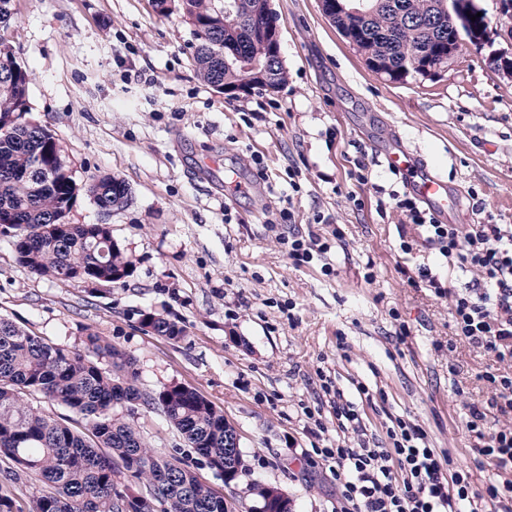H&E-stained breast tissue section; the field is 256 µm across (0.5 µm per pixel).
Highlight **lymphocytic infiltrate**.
Wrapping results in <instances>:
<instances>
[{
	"label": "lymphocytic infiltrate",
	"instance_id": "lymphocytic-infiltrate-1",
	"mask_svg": "<svg viewBox=\"0 0 512 512\" xmlns=\"http://www.w3.org/2000/svg\"><path fill=\"white\" fill-rule=\"evenodd\" d=\"M397 206L449 264L477 276L476 287L447 289L429 268L417 270L418 282L448 297L456 336L494 364L483 375L492 396L468 404L466 427L480 442L475 455L503 477L475 490L468 470L400 420L390 447L323 449L336 473V512H512V225L444 224L411 196Z\"/></svg>",
	"mask_w": 512,
	"mask_h": 512
}]
</instances>
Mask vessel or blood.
Listing matches in <instances>:
<instances>
[{
    "label": "vessel or blood",
    "mask_w": 512,
    "mask_h": 512,
    "mask_svg": "<svg viewBox=\"0 0 512 512\" xmlns=\"http://www.w3.org/2000/svg\"><path fill=\"white\" fill-rule=\"evenodd\" d=\"M387 165L406 176L411 193L440 218L460 208L459 197L445 180L430 174L417 156L406 152H390L385 156Z\"/></svg>",
    "instance_id": "1"
}]
</instances>
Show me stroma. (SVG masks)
Wrapping results in <instances>:
<instances>
[{
  "label": "stroma",
  "instance_id": "35a3bbf8",
  "mask_svg": "<svg viewBox=\"0 0 512 512\" xmlns=\"http://www.w3.org/2000/svg\"><path fill=\"white\" fill-rule=\"evenodd\" d=\"M475 3L492 27L481 50L464 48L437 79L401 83L371 73L317 0H269L288 81L227 98L195 74L192 25L150 0H13L5 36L33 73L32 116L77 181L109 173L129 186L131 204L106 220L135 266L76 287L31 273L0 236V316L81 354L95 332L135 357L140 389L186 386L222 409L242 470L228 483L198 473L225 512H253L254 483L279 488L293 512H336L321 449L388 446L397 418L483 488L496 472L465 421L467 404L489 395L490 362L456 340L447 298L407 283L423 265L443 284L475 277L424 244L396 207L404 180L381 156L404 146L462 187L454 223L512 225V77L487 65L512 52V19L500 0ZM358 159L363 183L350 177ZM287 206L290 225L279 221ZM290 233L331 250L294 265ZM150 312L184 336L146 331ZM339 397L359 430L339 428ZM133 420L151 447L197 460L163 414L139 407Z\"/></svg>",
  "mask_w": 512,
  "mask_h": 512
}]
</instances>
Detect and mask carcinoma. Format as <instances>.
<instances>
[{
  "label": "carcinoma",
  "mask_w": 512,
  "mask_h": 512,
  "mask_svg": "<svg viewBox=\"0 0 512 512\" xmlns=\"http://www.w3.org/2000/svg\"><path fill=\"white\" fill-rule=\"evenodd\" d=\"M243 20L236 35L238 56H224V29L213 25L214 0H176V14L194 27L193 62L200 80L214 89L243 78L239 59L255 57L253 33L279 19L267 0H241ZM373 10L351 22L366 53L388 59L395 80L411 70L414 55L439 58V47L455 35L428 24L433 0H371ZM31 73L0 36V234L13 239L17 261L31 273L72 284L94 276L133 273L130 254L112 241L106 224H59L86 195L104 214L128 207L124 181L104 174L79 183L52 131L31 117ZM144 328L176 340L184 330L157 314H146ZM86 346L106 360L101 368L87 355L72 353L0 317V462L5 476L41 481L29 512H224L186 461L167 456L146 442L137 427L112 415V402L162 413L195 448L208 468L224 470V411L196 390L168 386L146 392L137 385L135 359L90 332ZM40 395L78 416L54 418L26 401Z\"/></svg>",
  "instance_id": "cac0c4a2"
}]
</instances>
